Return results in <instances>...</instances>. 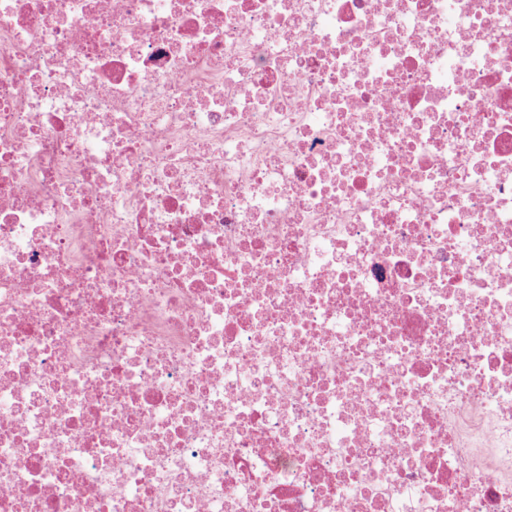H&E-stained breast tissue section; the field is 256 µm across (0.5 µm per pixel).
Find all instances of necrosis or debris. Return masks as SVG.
Returning <instances> with one entry per match:
<instances>
[{
  "instance_id": "1",
  "label": "necrosis or debris",
  "mask_w": 512,
  "mask_h": 512,
  "mask_svg": "<svg viewBox=\"0 0 512 512\" xmlns=\"http://www.w3.org/2000/svg\"><path fill=\"white\" fill-rule=\"evenodd\" d=\"M0 512H512V0H0Z\"/></svg>"
}]
</instances>
